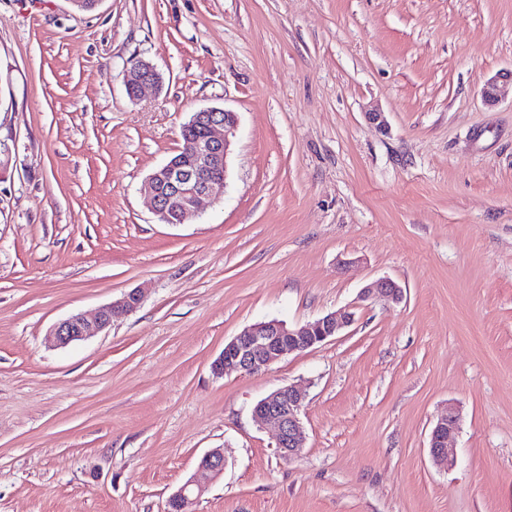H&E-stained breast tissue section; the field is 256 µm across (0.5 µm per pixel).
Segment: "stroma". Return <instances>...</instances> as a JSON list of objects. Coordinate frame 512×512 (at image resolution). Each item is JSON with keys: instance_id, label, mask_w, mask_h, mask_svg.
<instances>
[{"instance_id": "35a3bbf8", "label": "stroma", "mask_w": 512, "mask_h": 512, "mask_svg": "<svg viewBox=\"0 0 512 512\" xmlns=\"http://www.w3.org/2000/svg\"><path fill=\"white\" fill-rule=\"evenodd\" d=\"M140 60L162 85L134 101ZM510 69L512 0H0V512H165L213 448L192 512H512ZM207 107L238 116L224 184L160 223L142 185ZM385 277L401 302L362 298ZM343 310L267 370L211 371L246 326ZM285 385L290 460L253 415ZM161 83V76L148 61L141 60L133 65L125 75V87L131 99H138L142 92ZM142 295L139 290H131L122 297L102 308L93 320L83 314H73L53 325L45 337L47 344L54 348L68 345L97 336L112 325L115 320L132 313L140 304ZM304 397L295 386H282L254 407L255 416L275 428L277 452L286 459L298 456L303 448L305 431L300 411ZM459 428V412L454 406L448 405L431 430L429 448L433 460L437 462L448 460V441L454 437Z\"/></svg>"}]
</instances>
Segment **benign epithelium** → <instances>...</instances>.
<instances>
[{"mask_svg":"<svg viewBox=\"0 0 512 512\" xmlns=\"http://www.w3.org/2000/svg\"><path fill=\"white\" fill-rule=\"evenodd\" d=\"M161 83V76L148 61L141 60L125 75V87L130 98L137 99L142 92ZM193 123L204 124L202 137L190 142L186 160L168 161L145 181L144 193L152 209L163 224H182L193 216L203 200L213 195L216 187L224 184L227 155L235 135L238 120L235 113L218 107H209L198 114ZM365 298L385 297L401 299V287L390 278H379L367 284L362 291ZM142 300L141 292L131 290L102 308L94 319L73 314L56 323L45 337L47 344L63 348L74 342L98 335L112 322L132 313ZM349 311L329 313L311 323L290 328L278 320L259 322L245 327L224 345L211 368L215 375L231 372L255 373L269 368L281 358L305 351L329 338L339 335L353 322ZM305 394L295 386H282L261 399L254 407L255 416L276 430L278 454L286 459L298 456L305 441L300 418ZM460 428L457 409L450 405L431 430L430 455L437 462L448 459V441ZM224 449L214 448L204 454L198 472L219 476L224 471ZM203 486L197 478L188 479L167 501L166 512H188L194 498L201 495Z\"/></svg>","mask_w":512,"mask_h":512,"instance_id":"7a95c632","label":"benign epithelium"}]
</instances>
